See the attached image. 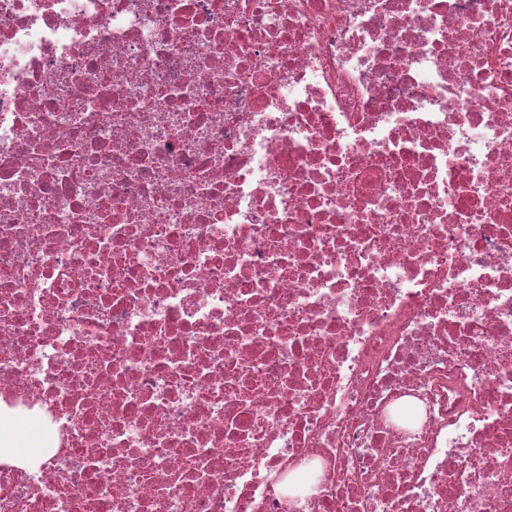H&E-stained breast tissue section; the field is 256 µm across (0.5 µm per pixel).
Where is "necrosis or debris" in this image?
Instances as JSON below:
<instances>
[{
    "mask_svg": "<svg viewBox=\"0 0 512 512\" xmlns=\"http://www.w3.org/2000/svg\"><path fill=\"white\" fill-rule=\"evenodd\" d=\"M0 512H512V0H0ZM0 437L1 447L3 446V441H6L9 444V449L26 458L32 457L36 452V448L42 447L39 432L23 433L19 429L18 422L4 424L1 422ZM0 449H3V447Z\"/></svg>",
    "mask_w": 512,
    "mask_h": 512,
    "instance_id": "1",
    "label": "necrosis or debris"
}]
</instances>
